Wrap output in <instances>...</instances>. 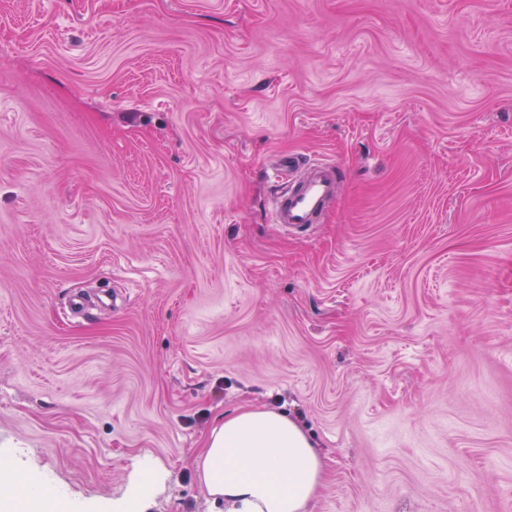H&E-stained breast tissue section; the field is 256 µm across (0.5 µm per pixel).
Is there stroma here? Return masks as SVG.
I'll return each mask as SVG.
<instances>
[{"label": "stroma", "mask_w": 512, "mask_h": 512, "mask_svg": "<svg viewBox=\"0 0 512 512\" xmlns=\"http://www.w3.org/2000/svg\"><path fill=\"white\" fill-rule=\"evenodd\" d=\"M288 152L347 173L306 237ZM239 408L309 512H512V0H0V449L64 512L145 458L224 512ZM196 467L226 512H309L322 478L313 442L288 413L274 409L218 416Z\"/></svg>", "instance_id": "obj_1"}]
</instances>
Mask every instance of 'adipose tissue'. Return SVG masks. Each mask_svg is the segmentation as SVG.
Masks as SVG:
<instances>
[{
  "label": "adipose tissue",
  "mask_w": 512,
  "mask_h": 512,
  "mask_svg": "<svg viewBox=\"0 0 512 512\" xmlns=\"http://www.w3.org/2000/svg\"><path fill=\"white\" fill-rule=\"evenodd\" d=\"M210 494L225 512H308L321 485L320 454L308 435L282 410H234L218 416L204 454L196 460ZM11 487L0 512H47L39 484L21 480L0 464V482Z\"/></svg>",
  "instance_id": "ef3b65f1"
}]
</instances>
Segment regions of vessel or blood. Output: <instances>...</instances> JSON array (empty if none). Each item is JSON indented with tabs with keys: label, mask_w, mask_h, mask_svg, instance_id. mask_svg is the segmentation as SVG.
<instances>
[{
	"label": "vessel or blood",
	"mask_w": 512,
	"mask_h": 512,
	"mask_svg": "<svg viewBox=\"0 0 512 512\" xmlns=\"http://www.w3.org/2000/svg\"><path fill=\"white\" fill-rule=\"evenodd\" d=\"M272 174L283 186L275 193L271 221L290 235L304 234L319 222L345 179L339 164L309 163L298 154L283 156Z\"/></svg>",
	"instance_id": "obj_1"
}]
</instances>
